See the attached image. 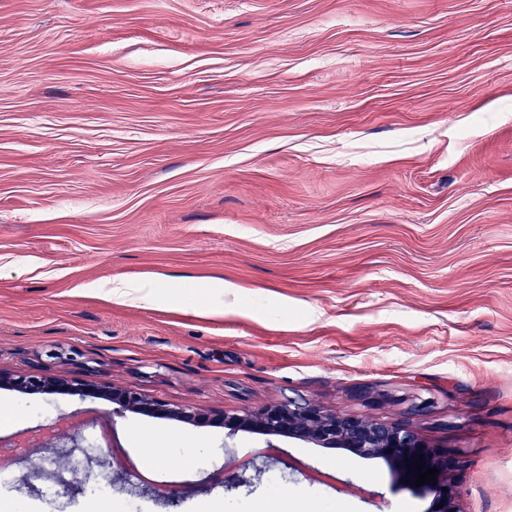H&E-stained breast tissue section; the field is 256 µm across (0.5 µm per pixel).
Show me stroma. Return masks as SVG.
Listing matches in <instances>:
<instances>
[{
	"label": "stroma",
	"instance_id": "obj_1",
	"mask_svg": "<svg viewBox=\"0 0 512 512\" xmlns=\"http://www.w3.org/2000/svg\"><path fill=\"white\" fill-rule=\"evenodd\" d=\"M0 370L405 422L464 461L460 512H512V0H0ZM1 403L24 512L429 505L343 450L286 439V467L103 396ZM59 432L108 454L107 493L61 494Z\"/></svg>",
	"mask_w": 512,
	"mask_h": 512
}]
</instances>
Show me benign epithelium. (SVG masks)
<instances>
[{"instance_id":"obj_1","label":"benign epithelium","mask_w":512,"mask_h":512,"mask_svg":"<svg viewBox=\"0 0 512 512\" xmlns=\"http://www.w3.org/2000/svg\"><path fill=\"white\" fill-rule=\"evenodd\" d=\"M0 385L21 393L52 395L66 392L71 395L92 397L109 395L116 408L114 414L140 413L161 419H174L185 423L209 422L211 418L192 407L171 404L165 400L147 397L133 386L109 387L66 376H17L0 371ZM217 420L224 424L227 436L247 432L268 437L266 447L277 444L271 436L296 439L321 448L346 450L364 459H379L391 471L394 485L404 488L405 481H414L407 464L424 456V469L437 468L435 480L416 488L422 497L431 498L427 512H459L456 473L463 461L439 448L430 447L423 437L405 423L387 422L373 415L332 413L307 398H290L280 404L258 411L242 410L222 413ZM448 491H442V488Z\"/></svg>"}]
</instances>
